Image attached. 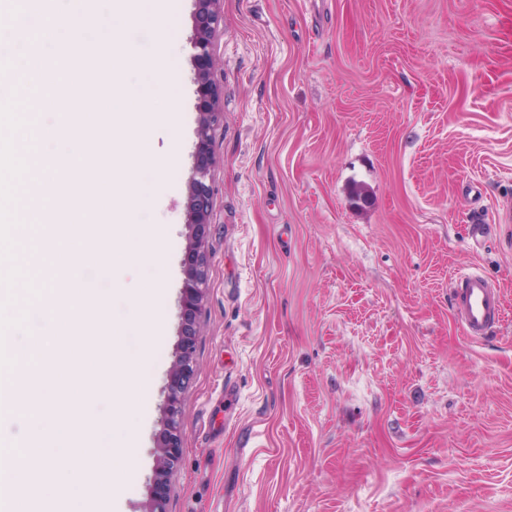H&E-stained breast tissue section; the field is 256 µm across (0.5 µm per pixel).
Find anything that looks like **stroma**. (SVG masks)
Segmentation results:
<instances>
[{"label":"stroma","instance_id":"1","mask_svg":"<svg viewBox=\"0 0 512 512\" xmlns=\"http://www.w3.org/2000/svg\"><path fill=\"white\" fill-rule=\"evenodd\" d=\"M202 6L181 0L170 40L132 27L139 51L127 81L163 67L181 79L184 136L172 151L162 120L113 124L104 114L83 152L100 178L122 180L147 132L156 159L174 160V183L154 207L127 216L122 200L97 211L79 163L46 151L28 164L22 204L51 177L60 216L45 240L75 248L73 270L33 251L25 265L54 288L74 323L48 337L59 356L106 326L99 307L129 317L146 273L124 266L113 282L71 293L74 273L99 269L121 239L113 225L166 224L167 279L142 395L145 424L132 480L99 481L123 512H144L156 488L162 388L180 343L185 247L200 236L209 258L196 317L195 370L180 396V461L168 473L167 512H512V0H223L209 45L224 123L212 132L207 224L188 226L189 178L201 93L190 43ZM44 131L106 98L111 78L59 80L19 95ZM59 101L57 109L46 99ZM479 216L489 231L469 238ZM463 268L501 289L493 337L467 339L452 307ZM123 345L94 366L69 363L86 388L76 406L54 395L88 440L107 429L126 377Z\"/></svg>","mask_w":512,"mask_h":512}]
</instances>
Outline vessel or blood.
I'll use <instances>...</instances> for the list:
<instances>
[{
  "label": "vessel or blood",
  "mask_w": 512,
  "mask_h": 512,
  "mask_svg": "<svg viewBox=\"0 0 512 512\" xmlns=\"http://www.w3.org/2000/svg\"><path fill=\"white\" fill-rule=\"evenodd\" d=\"M453 297L459 323L468 338L485 340L501 318L502 301L496 284L487 275L471 271L454 279Z\"/></svg>",
  "instance_id": "b4317fda"
}]
</instances>
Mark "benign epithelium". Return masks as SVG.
Masks as SVG:
<instances>
[{
    "label": "benign epithelium",
    "mask_w": 512,
    "mask_h": 512,
    "mask_svg": "<svg viewBox=\"0 0 512 512\" xmlns=\"http://www.w3.org/2000/svg\"><path fill=\"white\" fill-rule=\"evenodd\" d=\"M203 4L200 19L191 44L200 60L208 58L210 37L220 22L222 0H199ZM195 80L204 95L202 110L199 112L196 130L195 165L190 178L191 198L189 224L200 226L207 223L212 209L211 188L206 183L210 176L211 140L215 126L224 123V110L217 104L218 88L212 79L211 67L198 68ZM183 265L187 274L184 285L185 319L181 344L169 370L166 397V414L162 430L155 446L157 467L156 486L165 484L167 474L179 462L180 440L178 429L179 394L193 371L194 336L197 310L204 296L208 256L202 241L197 239L188 244Z\"/></svg>",
    "instance_id": "1"
}]
</instances>
